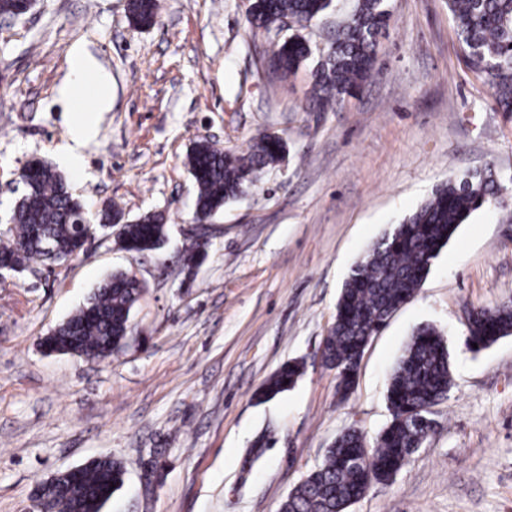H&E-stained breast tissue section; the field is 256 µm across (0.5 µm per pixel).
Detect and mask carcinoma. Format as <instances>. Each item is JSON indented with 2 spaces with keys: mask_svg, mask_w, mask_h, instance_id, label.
I'll return each mask as SVG.
<instances>
[{
  "mask_svg": "<svg viewBox=\"0 0 512 512\" xmlns=\"http://www.w3.org/2000/svg\"><path fill=\"white\" fill-rule=\"evenodd\" d=\"M333 0H250L246 20L253 30L267 32L278 18L296 22L292 33L278 40L271 56L275 72L286 78L310 60V107L334 112L345 99L370 85L375 70L377 37L388 22L384 0H354L351 14L314 54L305 31ZM127 10L141 26L156 23L158 0H128ZM462 55L467 66L487 78L497 109L512 113V0H448ZM285 142L262 133L247 150H226L208 140L194 142L187 166L196 185L194 216L204 221L245 193L265 169L283 159ZM34 186L26 188L11 214V226L0 238V252L23 270L32 262L59 265L72 254L76 237L89 220L82 202L70 192L64 177L51 164L37 160ZM498 197L489 169L448 180L402 223L393 227L355 265L345 281L334 322L321 355L336 370L340 399L354 390L365 345L391 314L419 288L432 261L469 216ZM168 235L160 212H148L123 225L115 239L121 249L132 244L141 255L158 251ZM144 293L138 283L117 271L103 279L87 301L49 338L60 351L75 349L91 361L104 360L121 350L131 313ZM469 340L481 350L512 334V299L473 308ZM303 364H282L267 380L263 395L271 399L293 387ZM452 376L448 347L430 325L418 327L394 367L387 388L391 420L370 442L357 428L340 433L322 465L309 472L289 493L281 512H346L374 482L392 478L422 447L426 424L413 417L448 396ZM125 481L123 463L112 457L84 466L76 485L61 494L52 512H102Z\"/></svg>",
  "mask_w": 512,
  "mask_h": 512,
  "instance_id": "carcinoma-1",
  "label": "carcinoma"
}]
</instances>
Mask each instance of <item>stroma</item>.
<instances>
[{
  "instance_id": "1",
  "label": "stroma",
  "mask_w": 512,
  "mask_h": 512,
  "mask_svg": "<svg viewBox=\"0 0 512 512\" xmlns=\"http://www.w3.org/2000/svg\"><path fill=\"white\" fill-rule=\"evenodd\" d=\"M158 3L150 27L127 0H34L0 26V213L36 157L90 212L161 210L170 228L141 259L98 238L68 264L0 282V512H36L41 484L105 456L126 475L104 512H280L344 429L372 440L387 424L389 375L423 324L446 339L454 386L423 447L348 512H512V335L472 352L464 313L512 299V114L466 67L448 0H386L379 74L334 112L311 111L308 69L269 72L273 42L249 29L242 0ZM76 45L109 73L111 109L72 172L73 115L56 89ZM264 131L285 139V160L215 216L187 276L189 148L243 150ZM486 168L497 201L458 227L338 400L320 350L355 263L437 187ZM116 270L146 285L127 345L100 362L47 353L43 338ZM292 359L302 377L260 399Z\"/></svg>"
}]
</instances>
